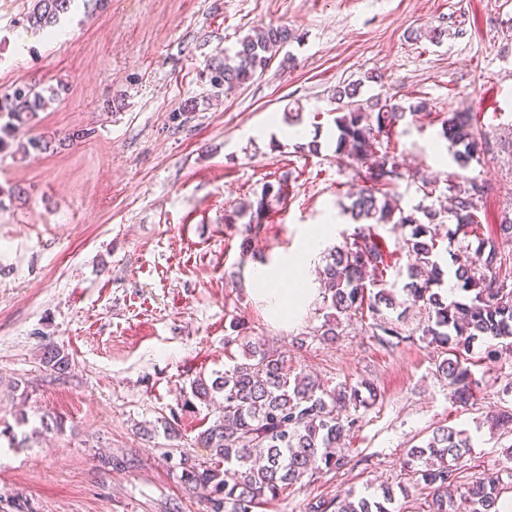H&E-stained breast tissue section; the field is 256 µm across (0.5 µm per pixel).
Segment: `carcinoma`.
Here are the masks:
<instances>
[{
	"label": "carcinoma",
	"mask_w": 512,
	"mask_h": 512,
	"mask_svg": "<svg viewBox=\"0 0 512 512\" xmlns=\"http://www.w3.org/2000/svg\"><path fill=\"white\" fill-rule=\"evenodd\" d=\"M72 2L35 0L26 21L32 27H51L69 12ZM293 38V30L282 25L253 29L233 54L207 65L211 86L228 93L247 84ZM357 91L356 84L336 90L341 114L334 119V153L337 164L358 165L356 176L364 186L347 206L353 232L330 251L320 273L322 322L314 335L334 341L355 321L380 342L392 344L404 339L409 308H419L425 312L421 340L443 349L437 373L448 382L451 398L465 407L478 387L473 367L491 364L499 355L490 345L475 357L474 343L491 339L512 348V214L504 213L497 235L482 232L488 186L476 176L446 186L452 206L445 212L431 206L402 207L396 188L404 181L416 185L426 198L436 193L435 181L400 168L395 160L400 122L408 115L429 118L431 113L424 102L405 107L390 99L376 101L367 112L353 104ZM56 96L52 87L37 91L25 84L1 95L0 151L11 147L15 131L45 111ZM436 119L459 168H468L491 151L489 132L472 122V113ZM54 142L50 135L30 139L21 151L25 156L52 152ZM287 197L288 181L282 178L266 182L259 195L241 204L238 216L246 220L247 231L242 253L249 252L268 212ZM444 213L452 226L448 246L442 249L437 227L443 225ZM389 224L410 228L399 244L407 263L394 271L378 242V228ZM444 251L452 257L450 274L440 263ZM447 274L458 290L453 300L441 291ZM229 328L232 335L225 344L240 345L242 360L210 382L197 377L190 393L184 394L185 407L196 400L207 405L213 394H223V415L197 436L210 457L192 463L182 456L173 468L181 469L185 488L207 497L211 512H224L226 503L234 505V512H253L298 484L349 469L351 458L337 446L355 425L356 413L376 404L377 393L367 382L329 389L309 374L294 372L288 354L254 335L243 319L232 318ZM42 363L62 374L71 358L57 347H47ZM486 423L495 430L512 425V408L489 411ZM471 448L464 431L446 425L434 428L407 451L403 468L408 485L400 490L407 494L409 488L416 489L424 497L423 512H498L502 487L497 481H476L459 498L453 497L461 486L458 464ZM394 501V489L382 485L380 493L368 497H320L309 502L308 512H390L388 505Z\"/></svg>",
	"instance_id": "carcinoma-1"
}]
</instances>
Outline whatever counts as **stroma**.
I'll list each match as a JSON object with an SVG mask.
<instances>
[{
  "mask_svg": "<svg viewBox=\"0 0 512 512\" xmlns=\"http://www.w3.org/2000/svg\"><path fill=\"white\" fill-rule=\"evenodd\" d=\"M32 4L0 0V95L19 84L58 95L16 140L93 135L52 154L0 152V187L27 198L0 207V512H210L166 456L209 457L196 437L219 411L185 408L182 390L241 357L224 344L235 317L296 371L328 387L366 380L378 393L342 442L353 469L258 512H306L314 498L402 482L408 448L440 425L471 438L464 481L512 483V432L484 422L512 383V348L475 368L479 386L462 407L418 337L388 346L356 328L314 338L324 256L308 277L285 280L307 295L293 316L273 315L252 289L259 263L281 266L312 225H328L332 246L354 229L341 206L362 182L337 168L333 141L335 92L348 84L365 109L387 97L474 112L493 136L481 163L459 168L425 118L400 123L396 154L436 180L435 205L457 176L485 180L483 223L494 230L512 209V0H75L57 37L28 28ZM263 24L297 38L251 82L216 94L207 64ZM289 112L308 137L288 135ZM280 177L290 195L242 255L234 211ZM49 343L69 354L67 373L41 363ZM167 422L178 438L165 436Z\"/></svg>",
  "mask_w": 512,
  "mask_h": 512,
  "instance_id": "obj_1",
  "label": "stroma"
}]
</instances>
